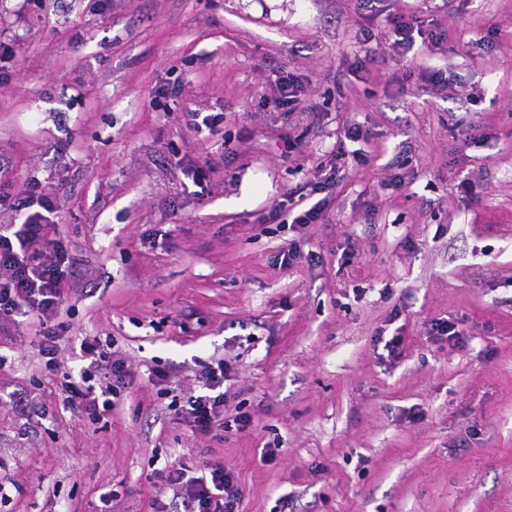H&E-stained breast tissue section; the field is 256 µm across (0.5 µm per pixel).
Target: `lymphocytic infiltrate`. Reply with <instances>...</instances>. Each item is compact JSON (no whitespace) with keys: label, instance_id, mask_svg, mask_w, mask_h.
I'll list each match as a JSON object with an SVG mask.
<instances>
[{"label":"lymphocytic infiltrate","instance_id":"1","mask_svg":"<svg viewBox=\"0 0 512 512\" xmlns=\"http://www.w3.org/2000/svg\"><path fill=\"white\" fill-rule=\"evenodd\" d=\"M335 182V170L319 171L310 188L316 202L293 216L284 205H276L273 218H288L299 226L320 223L328 206L323 194ZM17 208L24 213L22 222L0 227V322L20 317L45 320L61 308V286L72 273L69 250L63 240L45 238L44 230L57 211L52 195L26 197ZM80 353L89 359L91 369L77 380L65 377L64 403L96 419L112 410L114 397L128 387L132 374L125 358L105 350L97 338H84ZM232 370V362L223 357L198 361L195 388L171 402L175 415L196 433L209 434L224 414V383ZM155 476L181 498L185 512H235L241 496L234 473L217 461L201 462L191 471L182 464L168 465Z\"/></svg>","mask_w":512,"mask_h":512}]
</instances>
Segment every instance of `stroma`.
I'll list each match as a JSON object with an SVG mask.
<instances>
[{"label": "stroma", "instance_id": "35a3bbf8", "mask_svg": "<svg viewBox=\"0 0 512 512\" xmlns=\"http://www.w3.org/2000/svg\"><path fill=\"white\" fill-rule=\"evenodd\" d=\"M401 14L438 48L394 46ZM9 39L0 225L54 193L74 274L59 373L38 321L0 323V512H184L154 472L202 460L235 472L238 512H512V0H0ZM338 151L325 222L273 221ZM293 243L313 260L275 265ZM87 336L134 373L95 422L60 397ZM214 354L249 429L170 409ZM277 84L278 96L274 99L280 107L295 106L298 102V92L301 88L300 77L293 72H285Z\"/></svg>", "mask_w": 512, "mask_h": 512}]
</instances>
